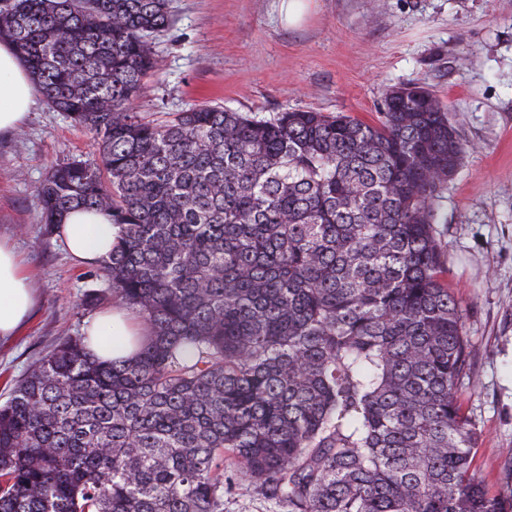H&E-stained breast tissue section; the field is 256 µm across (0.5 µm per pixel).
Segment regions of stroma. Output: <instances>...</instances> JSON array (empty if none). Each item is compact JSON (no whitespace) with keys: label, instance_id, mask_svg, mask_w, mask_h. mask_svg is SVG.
Instances as JSON below:
<instances>
[{"label":"stroma","instance_id":"stroma-1","mask_svg":"<svg viewBox=\"0 0 512 512\" xmlns=\"http://www.w3.org/2000/svg\"><path fill=\"white\" fill-rule=\"evenodd\" d=\"M159 61L130 109L162 119L197 104L269 118L291 109L376 119L387 88L431 87L472 144L449 181L437 231L448 286L474 347L458 382L479 432L473 468L493 493L512 488V0H316L304 23H281L278 0H171ZM98 163L93 133L37 102L0 136V234L24 259L38 304L0 343V403L60 340L84 335L107 288L99 265L73 261L42 223L35 190L53 165Z\"/></svg>","mask_w":512,"mask_h":512}]
</instances>
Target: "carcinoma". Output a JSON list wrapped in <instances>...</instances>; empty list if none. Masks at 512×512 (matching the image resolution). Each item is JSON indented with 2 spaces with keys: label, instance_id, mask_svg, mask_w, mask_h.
<instances>
[{
  "label": "carcinoma",
  "instance_id": "obj_1",
  "mask_svg": "<svg viewBox=\"0 0 512 512\" xmlns=\"http://www.w3.org/2000/svg\"><path fill=\"white\" fill-rule=\"evenodd\" d=\"M170 0H0L38 94L93 131L36 190L42 219L120 228L105 292L146 328L100 361L67 338L0 405V512H224L240 481L283 512H512L473 470L472 354L434 224L471 149L433 91L376 122L129 105Z\"/></svg>",
  "mask_w": 512,
  "mask_h": 512
}]
</instances>
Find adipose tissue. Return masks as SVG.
<instances>
[{
  "label": "adipose tissue",
  "mask_w": 512,
  "mask_h": 512,
  "mask_svg": "<svg viewBox=\"0 0 512 512\" xmlns=\"http://www.w3.org/2000/svg\"><path fill=\"white\" fill-rule=\"evenodd\" d=\"M35 96V86L13 45L0 40V135L16 133L23 127ZM57 233L74 259L94 264L111 253L119 229L100 211L73 210L62 219ZM36 304L30 276L12 241L0 236V340L16 336ZM139 328V320L128 308L113 305L90 326L88 348L101 360L132 356L126 341Z\"/></svg>",
  "instance_id": "adipose-tissue-1"
}]
</instances>
